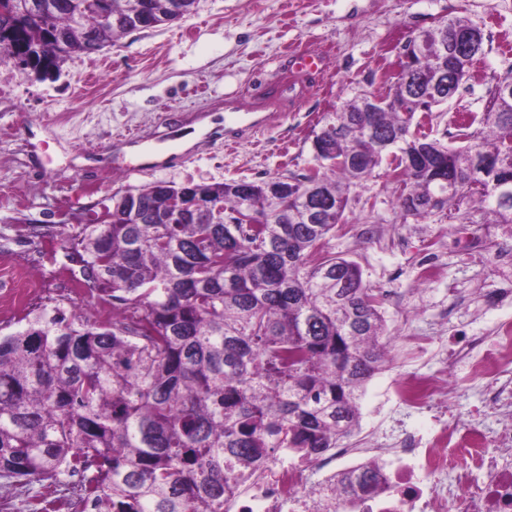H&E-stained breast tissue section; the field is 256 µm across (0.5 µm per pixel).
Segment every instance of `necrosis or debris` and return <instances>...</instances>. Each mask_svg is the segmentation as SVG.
Masks as SVG:
<instances>
[{
  "label": "necrosis or debris",
  "mask_w": 512,
  "mask_h": 512,
  "mask_svg": "<svg viewBox=\"0 0 512 512\" xmlns=\"http://www.w3.org/2000/svg\"><path fill=\"white\" fill-rule=\"evenodd\" d=\"M481 353L471 371L493 377L512 361V323L499 324L492 339L470 337ZM450 376L414 377L395 392L415 411L447 397ZM512 422L493 435L471 425L446 423L430 437L406 434L377 448H336L309 460L275 452L249 488L224 503L225 512H512ZM480 470L482 480L472 478ZM86 469L70 481L34 495L20 489L0 495V512H95L82 486Z\"/></svg>",
  "instance_id": "necrosis-or-debris-1"
}]
</instances>
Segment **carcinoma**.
I'll use <instances>...</instances> for the list:
<instances>
[{
  "mask_svg": "<svg viewBox=\"0 0 512 512\" xmlns=\"http://www.w3.org/2000/svg\"><path fill=\"white\" fill-rule=\"evenodd\" d=\"M3 2L0 61L45 77L198 4ZM472 27L454 17L409 35L427 47L422 86L442 46ZM407 78L381 112L361 91L325 113L303 173L121 187L103 217L61 232L116 315L91 324L43 309L0 336V474L56 480L90 460L96 512H224V495L277 450L309 459L349 435L386 362L379 293L326 250L353 188L391 156L402 220L457 211L477 192L490 223L512 224V76L461 124L462 146L411 133Z\"/></svg>",
  "mask_w": 512,
  "mask_h": 512,
  "instance_id": "1",
  "label": "carcinoma"
}]
</instances>
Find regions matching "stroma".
Masks as SVG:
<instances>
[{"label": "stroma", "mask_w": 512, "mask_h": 512, "mask_svg": "<svg viewBox=\"0 0 512 512\" xmlns=\"http://www.w3.org/2000/svg\"><path fill=\"white\" fill-rule=\"evenodd\" d=\"M454 16L483 33L469 78L431 114V137L454 145L451 116L487 112L496 82L512 70V0H199L181 21L129 33L100 53L67 61L52 78L8 68L10 91L0 96V333L21 330V309L92 317L41 261L46 244L60 245L61 226L90 223L121 186L301 173L322 114L357 90L386 94L409 33ZM307 54L318 57L317 69L298 68ZM229 112H256L264 121L228 141ZM205 120L208 132L179 150L177 137ZM147 149L166 156L150 162ZM136 165L147 175H128ZM401 190L391 162H383L354 190L346 222L327 245L381 294L390 352L364 389L358 426L343 440L353 448L372 447L402 426L427 437L444 421L465 423L478 412L486 429L497 425L487 381L471 375L458 340L512 322V301L497 308L475 301L503 287L504 275L483 255L449 250L454 223L447 213L401 223ZM434 250L437 268L421 281V261ZM18 270L24 280L14 279ZM21 286L31 293L19 305L12 291ZM452 350L453 397L438 410L409 412L396 383L440 375Z\"/></svg>", "instance_id": "obj_1"}]
</instances>
